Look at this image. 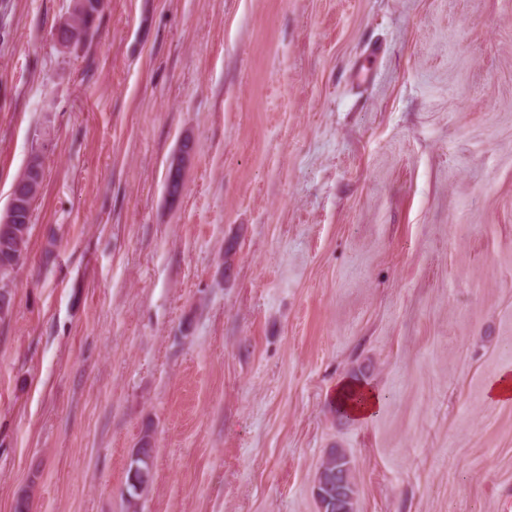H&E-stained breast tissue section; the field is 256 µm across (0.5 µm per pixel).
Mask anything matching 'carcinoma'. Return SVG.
Returning a JSON list of instances; mask_svg holds the SVG:
<instances>
[{"label":"carcinoma","mask_w":512,"mask_h":512,"mask_svg":"<svg viewBox=\"0 0 512 512\" xmlns=\"http://www.w3.org/2000/svg\"><path fill=\"white\" fill-rule=\"evenodd\" d=\"M32 210L18 214L15 224L16 235L5 234L0 238V290L5 291L23 266L31 234ZM154 449L144 453V457L130 460L126 491L127 501L136 506L148 490L152 480ZM314 488L329 496L326 505L328 512H355V464L351 456L342 448H330L322 459Z\"/></svg>","instance_id":"1"}]
</instances>
